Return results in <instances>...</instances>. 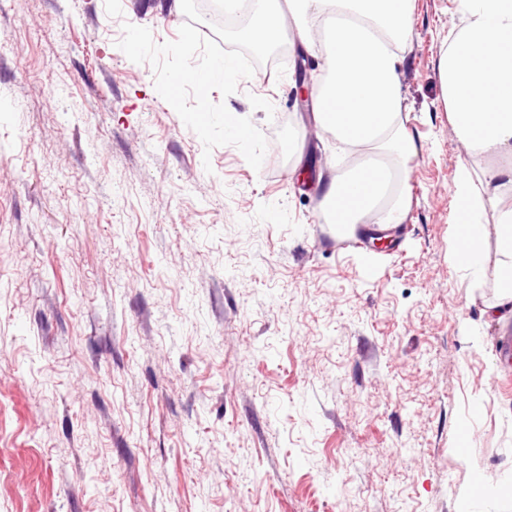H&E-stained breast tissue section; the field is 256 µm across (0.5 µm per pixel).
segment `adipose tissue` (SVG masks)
I'll use <instances>...</instances> for the list:
<instances>
[{
    "label": "adipose tissue",
    "mask_w": 512,
    "mask_h": 512,
    "mask_svg": "<svg viewBox=\"0 0 512 512\" xmlns=\"http://www.w3.org/2000/svg\"><path fill=\"white\" fill-rule=\"evenodd\" d=\"M458 17L436 69L456 140L466 156L491 165L476 178L461 165L455 194L460 203L455 250L474 279L491 272L483 251L486 209L502 260L494 274L497 305L512 302V0H453ZM412 0H255L247 26L256 46L279 42L286 23L315 47L328 80L313 92L315 122L354 157L337 171L322 205L344 226L374 218L400 224L406 216L404 163L414 149L402 114L406 110L400 47L410 37Z\"/></svg>",
    "instance_id": "1"
}]
</instances>
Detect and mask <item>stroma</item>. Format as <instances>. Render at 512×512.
I'll return each mask as SVG.
<instances>
[{"label":"stroma","instance_id":"stroma-1","mask_svg":"<svg viewBox=\"0 0 512 512\" xmlns=\"http://www.w3.org/2000/svg\"><path fill=\"white\" fill-rule=\"evenodd\" d=\"M197 0H0V512H462L469 433L512 512V312L451 247L461 162L436 60L452 0H414L398 252L340 248L348 157L280 79L212 92L268 140L205 151L118 48Z\"/></svg>","mask_w":512,"mask_h":512}]
</instances>
